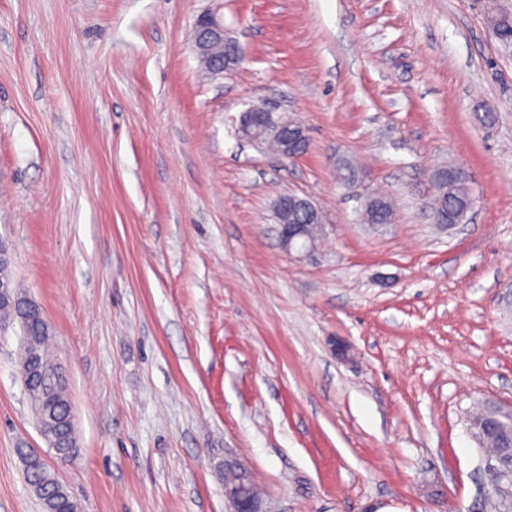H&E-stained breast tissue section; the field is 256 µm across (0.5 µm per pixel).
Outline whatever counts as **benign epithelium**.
I'll list each match as a JSON object with an SVG mask.
<instances>
[{"label":"benign epithelium","instance_id":"1","mask_svg":"<svg viewBox=\"0 0 512 512\" xmlns=\"http://www.w3.org/2000/svg\"><path fill=\"white\" fill-rule=\"evenodd\" d=\"M193 44L200 62L216 73L233 69L245 55L244 47L227 37L224 24L212 13L198 17ZM237 133L253 144L263 143L269 138L276 141L279 155L288 160L302 154L308 142L304 126L277 112L274 106L261 109L249 107L241 112ZM274 209L279 219V237L283 250L289 255L314 251L318 235L305 230L301 220L322 226V215L318 207L308 198L288 192L277 198ZM482 471L490 477L503 497L512 496V490L509 489L512 478L498 476L490 458L482 460ZM224 497L231 512H268L263 500L254 495L251 485L245 481L224 486Z\"/></svg>","mask_w":512,"mask_h":512}]
</instances>
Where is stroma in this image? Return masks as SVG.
Segmentation results:
<instances>
[{
  "instance_id": "35a3bbf8",
  "label": "stroma",
  "mask_w": 512,
  "mask_h": 512,
  "mask_svg": "<svg viewBox=\"0 0 512 512\" xmlns=\"http://www.w3.org/2000/svg\"><path fill=\"white\" fill-rule=\"evenodd\" d=\"M493 7L512 0H0V239L53 330L81 448L58 472L82 512H230L228 463L271 512H468L467 416L512 406ZM207 10L246 51L214 76L192 46ZM261 102L302 123L303 155L241 140ZM448 164L474 205L442 231L426 204ZM375 191L393 223H362ZM287 192L322 212L312 258L281 246ZM20 336L0 327V512H40L17 449L53 457Z\"/></svg>"
}]
</instances>
